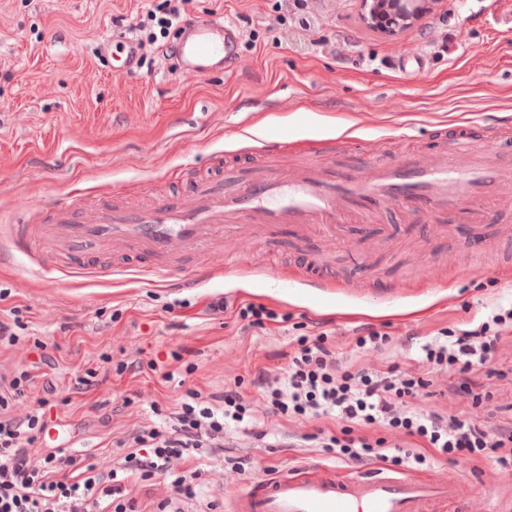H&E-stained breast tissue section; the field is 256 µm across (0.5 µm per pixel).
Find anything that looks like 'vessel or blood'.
Here are the masks:
<instances>
[{
    "label": "vessel or blood",
    "instance_id": "obj_1",
    "mask_svg": "<svg viewBox=\"0 0 512 512\" xmlns=\"http://www.w3.org/2000/svg\"><path fill=\"white\" fill-rule=\"evenodd\" d=\"M241 32L231 23L187 18L176 47L182 70L202 76L230 70ZM264 162L250 165L231 184L197 183L185 197L150 206L113 207L98 200L77 210L60 207L52 223L19 224L12 248L60 259V271L79 273L83 262L106 253L138 252L137 273L161 280L176 261L206 254L227 271L249 274L244 244L253 230L315 234L325 244H348L374 232L370 218L396 206L428 218L432 233L449 237L448 210L479 213L487 201L512 210V162L494 149L441 148L393 163L364 161L344 171L302 163L281 142H263ZM459 480L375 475L343 476L335 469L303 466L265 478L232 497L231 512H427L434 502H457Z\"/></svg>",
    "mask_w": 512,
    "mask_h": 512
}]
</instances>
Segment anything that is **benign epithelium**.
Segmentation results:
<instances>
[{"label": "benign epithelium", "mask_w": 512, "mask_h": 512, "mask_svg": "<svg viewBox=\"0 0 512 512\" xmlns=\"http://www.w3.org/2000/svg\"><path fill=\"white\" fill-rule=\"evenodd\" d=\"M439 0H361V20L370 29L396 38L414 28Z\"/></svg>", "instance_id": "obj_1"}]
</instances>
